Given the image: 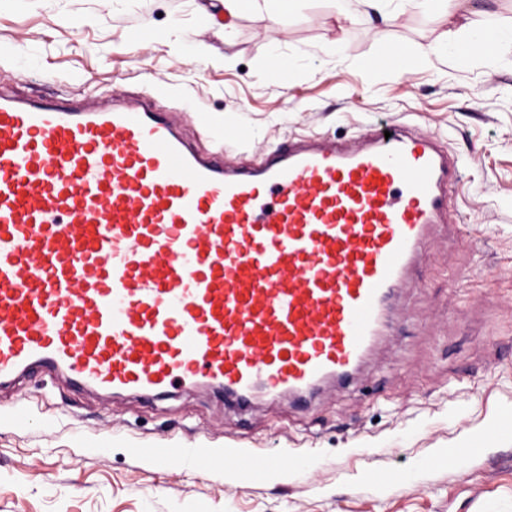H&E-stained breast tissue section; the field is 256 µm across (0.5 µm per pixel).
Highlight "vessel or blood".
Segmentation results:
<instances>
[{
  "label": "vessel or blood",
  "mask_w": 512,
  "mask_h": 512,
  "mask_svg": "<svg viewBox=\"0 0 512 512\" xmlns=\"http://www.w3.org/2000/svg\"><path fill=\"white\" fill-rule=\"evenodd\" d=\"M377 65L409 60L390 44ZM459 178L394 120L239 165L147 95L0 90V390L34 371L112 395L204 383L245 410L349 384L425 241L459 226ZM510 433L490 422L451 464Z\"/></svg>",
  "instance_id": "vessel-or-blood-1"
}]
</instances>
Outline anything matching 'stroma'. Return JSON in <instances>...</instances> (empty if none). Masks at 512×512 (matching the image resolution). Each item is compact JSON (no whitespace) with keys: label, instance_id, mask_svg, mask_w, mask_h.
Wrapping results in <instances>:
<instances>
[{"label":"stroma","instance_id":"1","mask_svg":"<svg viewBox=\"0 0 512 512\" xmlns=\"http://www.w3.org/2000/svg\"><path fill=\"white\" fill-rule=\"evenodd\" d=\"M486 13L512 25V0H462L451 17L411 4L389 26L306 0L282 28L242 14L228 47L207 28L219 0H0V87L19 94L150 93L200 147L211 142L196 134L198 113L221 130L251 127L245 163L384 119L437 136L462 161V222L425 246L357 382L303 409L282 397L239 411L204 387L133 401L31 373L0 396V512H512V436L465 469L448 463L465 436L512 417V63L479 54L397 79L361 75L386 44L456 39ZM173 26L182 45L149 36ZM340 38L344 56L328 54ZM200 40L234 63L194 60ZM274 51L293 62L280 80L265 73ZM233 437L276 472L159 458ZM373 467L409 478L371 483Z\"/></svg>","mask_w":512,"mask_h":512}]
</instances>
